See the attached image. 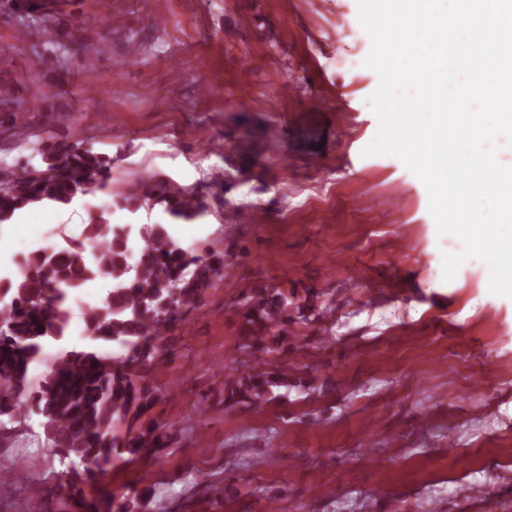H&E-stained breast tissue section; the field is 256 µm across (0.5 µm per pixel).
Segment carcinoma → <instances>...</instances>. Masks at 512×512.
<instances>
[{
	"mask_svg": "<svg viewBox=\"0 0 512 512\" xmlns=\"http://www.w3.org/2000/svg\"><path fill=\"white\" fill-rule=\"evenodd\" d=\"M13 2L37 31L51 35L35 0ZM2 109L23 125L25 113L11 88L0 90ZM36 153V164L0 166V224L35 205L61 207L112 190V159L79 142L43 144ZM119 204L132 216L161 206L174 221L206 214L194 191L149 177L127 182ZM15 264L0 278V426L5 417L19 422L36 410L53 448L73 465L88 464L61 484L64 512H154L149 487L120 497L85 488L102 485L124 454L135 459L168 447L167 427L150 415L159 395L146 377L169 357L170 330L224 270V253L182 247L165 223L142 227L136 245L126 225L111 223L102 211L89 216L80 238L32 248ZM98 278L112 288L83 312L86 334L97 347L59 351L55 367L30 381V366L44 345L67 336L70 290ZM237 307L249 325L248 347L274 328L288 331V294L279 289L242 296ZM281 386H288V373L280 369L231 373L224 377V402L268 403Z\"/></svg>",
	"mask_w": 512,
	"mask_h": 512,
	"instance_id": "cac0c4a2",
	"label": "carcinoma"
}]
</instances>
